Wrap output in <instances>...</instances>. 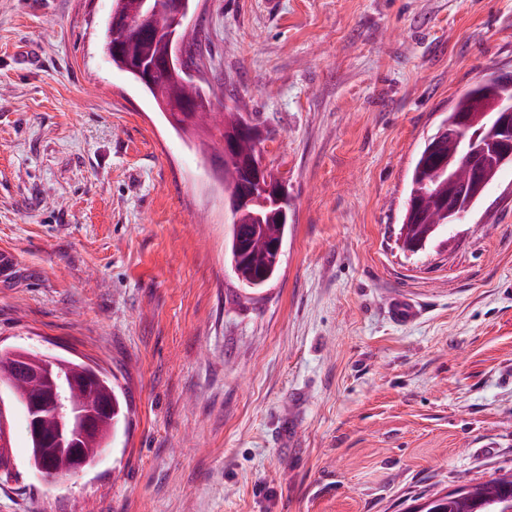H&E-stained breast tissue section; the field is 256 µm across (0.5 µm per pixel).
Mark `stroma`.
Masks as SVG:
<instances>
[{
	"label": "stroma",
	"mask_w": 512,
	"mask_h": 512,
	"mask_svg": "<svg viewBox=\"0 0 512 512\" xmlns=\"http://www.w3.org/2000/svg\"><path fill=\"white\" fill-rule=\"evenodd\" d=\"M111 12L0 0V349L128 399L49 483L5 395L0 512H405L512 471V167L449 249L398 245L424 142L512 71V0H198L196 80L237 90L291 199L258 292L210 157L105 54ZM100 375L101 379L98 381V387L100 390H105L108 396L112 398V417L108 421L106 434L101 438L95 448H105L110 431L115 430L117 426L126 419V412L128 411V404L124 394L116 391L111 381L101 371Z\"/></svg>",
	"instance_id": "35a3bbf8"
}]
</instances>
